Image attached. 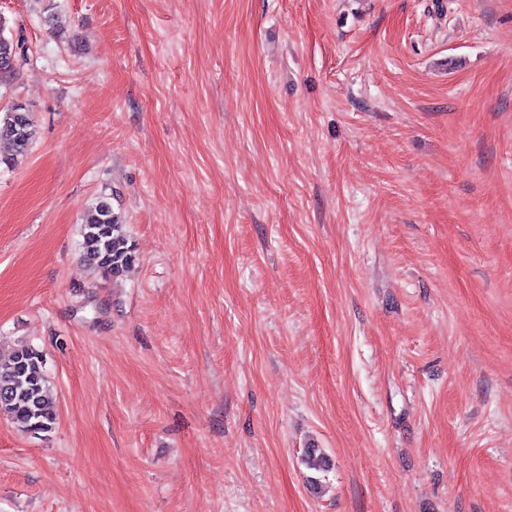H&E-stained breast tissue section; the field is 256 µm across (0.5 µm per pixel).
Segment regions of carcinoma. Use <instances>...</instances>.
Here are the masks:
<instances>
[{"mask_svg":"<svg viewBox=\"0 0 512 512\" xmlns=\"http://www.w3.org/2000/svg\"><path fill=\"white\" fill-rule=\"evenodd\" d=\"M22 43H0V84H7L15 74L10 56L24 58L17 51ZM6 138L11 153L0 155V164L12 166L26 157L34 137L31 113L14 103L0 114V138ZM83 259L106 278L117 279L135 261L132 244L125 235L107 197L99 198L85 213L81 225ZM41 354L21 345L8 358L0 359V415L12 420L20 429L34 432L51 430L56 420V403L47 388ZM303 463L316 473L328 471L331 459L320 448L305 450Z\"/></svg>","mask_w":512,"mask_h":512,"instance_id":"1","label":"carcinoma"}]
</instances>
